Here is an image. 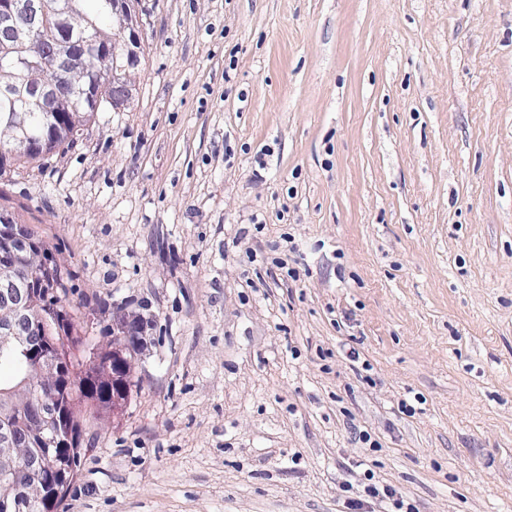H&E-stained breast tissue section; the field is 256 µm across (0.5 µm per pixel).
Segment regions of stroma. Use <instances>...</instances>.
Here are the masks:
<instances>
[{"label": "stroma", "mask_w": 512, "mask_h": 512, "mask_svg": "<svg viewBox=\"0 0 512 512\" xmlns=\"http://www.w3.org/2000/svg\"><path fill=\"white\" fill-rule=\"evenodd\" d=\"M136 13L125 110L0 168L73 335L147 305L58 512H512V0ZM364 491L366 495L372 499L379 500L383 502L388 500L391 502L392 506L396 509L392 512H414V506L411 504H407L406 510H403L405 507L404 501L398 497L397 491L390 486H377L376 484H368Z\"/></svg>", "instance_id": "1"}]
</instances>
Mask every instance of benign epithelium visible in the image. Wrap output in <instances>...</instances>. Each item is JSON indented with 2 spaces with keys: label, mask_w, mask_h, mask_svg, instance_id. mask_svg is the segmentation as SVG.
<instances>
[{
  "label": "benign epithelium",
  "mask_w": 512,
  "mask_h": 512,
  "mask_svg": "<svg viewBox=\"0 0 512 512\" xmlns=\"http://www.w3.org/2000/svg\"><path fill=\"white\" fill-rule=\"evenodd\" d=\"M112 14L121 22V28L132 29L139 24L133 0H111ZM45 13L44 0H0V32L9 41H28L42 53L43 68L34 74L5 84L0 92L21 104L23 112L12 113L0 122V162L7 161L17 152H36L41 143L27 132L24 113L59 112L63 97L94 99L98 91L88 80L86 59L95 57L101 65L109 64L112 41L95 34L78 45L72 42L74 31L81 29L71 11V0H56V39L41 44L35 31V19ZM44 267L42 253L26 239L23 230L11 223L9 217H0V335L12 339L35 364L41 382L50 399L41 403L37 415L27 422L26 444L40 449L37 454L20 447L16 429L12 425L11 411L0 416V479L13 482L21 489L4 510L20 512L32 502H45L56 484L69 471L60 431L62 419L56 402L61 389V364L46 349L34 343L33 328L28 314L29 297L17 290L26 283L27 276ZM141 333V324L128 319L122 332L112 336V352L116 357L104 362L101 369L117 380L131 370V359L124 356L125 347Z\"/></svg>",
  "instance_id": "obj_1"
}]
</instances>
